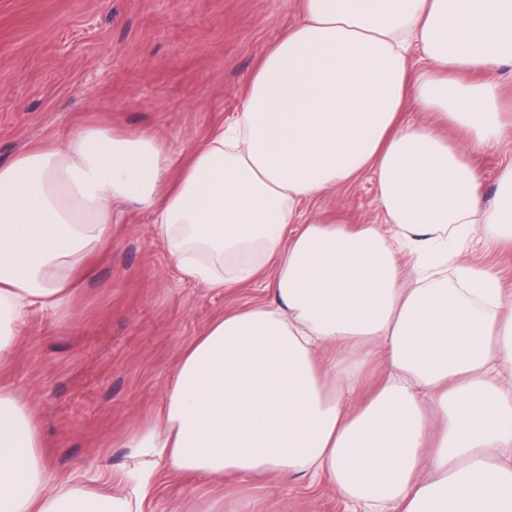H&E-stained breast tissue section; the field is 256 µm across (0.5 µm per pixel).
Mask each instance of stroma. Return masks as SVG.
Instances as JSON below:
<instances>
[{
    "label": "stroma",
    "instance_id": "stroma-1",
    "mask_svg": "<svg viewBox=\"0 0 512 512\" xmlns=\"http://www.w3.org/2000/svg\"><path fill=\"white\" fill-rule=\"evenodd\" d=\"M301 18V0H0V164L101 123L150 129L179 159L241 108L245 76ZM351 224L380 221L363 176L322 198ZM181 280L153 224L128 207L67 308L27 313L7 381L37 409L50 471L64 478L130 463L125 436L165 396L174 361L221 312L266 298ZM163 474L145 512L214 500ZM236 512H345L320 481H224Z\"/></svg>",
    "mask_w": 512,
    "mask_h": 512
}]
</instances>
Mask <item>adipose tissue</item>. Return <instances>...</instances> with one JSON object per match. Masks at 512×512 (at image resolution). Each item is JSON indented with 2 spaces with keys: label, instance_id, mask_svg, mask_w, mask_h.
Here are the masks:
<instances>
[{
  "label": "adipose tissue",
  "instance_id": "1",
  "mask_svg": "<svg viewBox=\"0 0 512 512\" xmlns=\"http://www.w3.org/2000/svg\"><path fill=\"white\" fill-rule=\"evenodd\" d=\"M506 66L512 0H303L186 161L91 124L0 164V375L130 204L183 279L269 293L180 353L122 471L53 477L0 382V512H141L161 469L323 478L351 512H512V289L468 258L476 237L512 249V163L489 205L474 161L512 134ZM366 173L382 223L315 208Z\"/></svg>",
  "mask_w": 512,
  "mask_h": 512
}]
</instances>
